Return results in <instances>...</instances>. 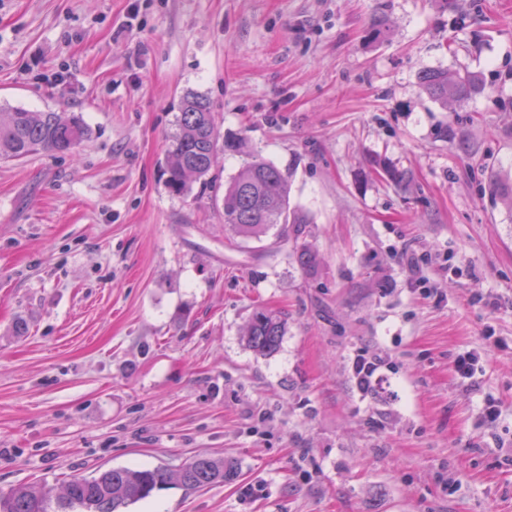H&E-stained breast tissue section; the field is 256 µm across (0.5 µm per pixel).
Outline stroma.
Here are the masks:
<instances>
[{"label":"stroma","mask_w":512,"mask_h":512,"mask_svg":"<svg viewBox=\"0 0 512 512\" xmlns=\"http://www.w3.org/2000/svg\"><path fill=\"white\" fill-rule=\"evenodd\" d=\"M426 68L485 89L442 107ZM187 92L240 147L178 195ZM1 105L91 137L0 162V492L207 455L236 480L129 512H512V210L483 189L512 179V0H0ZM255 152L316 273L225 234L214 197ZM260 305L287 319L270 356L243 339ZM359 349L384 359L367 397Z\"/></svg>","instance_id":"stroma-1"}]
</instances>
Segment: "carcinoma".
I'll list each match as a JSON object with an SVG mask.
<instances>
[{"mask_svg": "<svg viewBox=\"0 0 512 512\" xmlns=\"http://www.w3.org/2000/svg\"><path fill=\"white\" fill-rule=\"evenodd\" d=\"M422 89L443 106L462 103L482 92L479 78L468 72L448 75L444 70L428 69L420 77ZM83 118L75 113L31 112L19 107L0 108V160H19L43 151L71 153L89 138ZM220 133L214 123L212 105L201 95L188 93L180 102L178 130L168 147V187L184 194L190 183L212 186L211 171L219 149ZM224 226L243 242L262 241L272 229L280 227L278 238L293 225L299 239L306 215L289 210L288 177L263 158L246 162L224 191ZM301 268L312 273L319 260L306 243L294 247ZM286 329L282 316L269 309L256 310L249 322L245 341L261 354L274 353ZM236 476L233 463L222 458L198 455L176 472L158 466L134 469L112 467L92 476H73L63 494L39 483L19 486L0 494V512H124L148 498L154 491L176 482L186 489L224 483Z\"/></svg>", "mask_w": 512, "mask_h": 512, "instance_id": "obj_1", "label": "carcinoma"}]
</instances>
